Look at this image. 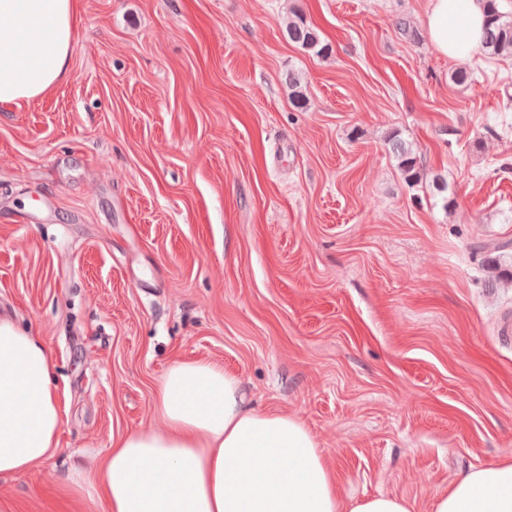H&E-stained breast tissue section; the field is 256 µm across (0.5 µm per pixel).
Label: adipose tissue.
I'll list each match as a JSON object with an SVG mask.
<instances>
[{
    "mask_svg": "<svg viewBox=\"0 0 512 512\" xmlns=\"http://www.w3.org/2000/svg\"><path fill=\"white\" fill-rule=\"evenodd\" d=\"M485 0H429L430 40L460 60L479 43ZM75 0H0V106L37 98L67 72ZM52 351L0 320V482L58 453L64 409ZM157 426L114 435L93 470L72 465L69 494L103 512H340L314 437L293 416L248 406L237 378L174 360L153 390ZM432 512H512V460L439 493Z\"/></svg>",
    "mask_w": 512,
    "mask_h": 512,
    "instance_id": "ef3b65f1",
    "label": "adipose tissue"
}]
</instances>
